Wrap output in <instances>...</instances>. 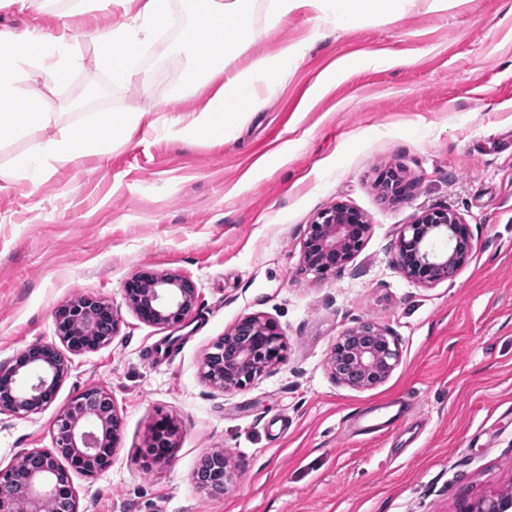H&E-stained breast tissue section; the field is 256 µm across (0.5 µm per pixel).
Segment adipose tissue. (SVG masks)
<instances>
[{"label": "adipose tissue", "mask_w": 512, "mask_h": 512, "mask_svg": "<svg viewBox=\"0 0 512 512\" xmlns=\"http://www.w3.org/2000/svg\"><path fill=\"white\" fill-rule=\"evenodd\" d=\"M258 0H193L194 21L178 43L186 57L181 82L187 91L213 82L217 88L200 108L183 112L170 126L171 135L184 141L220 139L242 119L241 110L228 102L245 97L249 106L261 102L262 89L285 77L282 59L297 55L299 46H283L278 58H260L245 68L237 58L253 34L252 16ZM369 0H268L266 26L276 28L294 11L327 8L354 19L364 14ZM171 0H71L60 15L59 25L50 31L32 30L16 35L0 30V138L25 137L26 152L16 157L7 172L10 178H24L38 184L56 167L82 168L91 156L104 155L127 142L141 126L142 112H99L86 119L55 126L51 135L43 128L52 124V113L43 109L35 87L43 82L61 86L69 82L82 64L77 48V20H90L102 12H120L123 21L92 29L97 65L113 82L140 83L137 60L142 50L155 48L166 54L158 33L170 20Z\"/></svg>", "instance_id": "1"}]
</instances>
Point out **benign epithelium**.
<instances>
[{
  "mask_svg": "<svg viewBox=\"0 0 512 512\" xmlns=\"http://www.w3.org/2000/svg\"><path fill=\"white\" fill-rule=\"evenodd\" d=\"M370 224L365 215L338 201L308 225L303 242V270L324 279L349 263L362 247ZM474 250L470 225L447 209H426L414 223L402 226L395 245L394 263L409 280L431 287L452 277L468 264ZM125 298L148 325L181 324L195 306V283L179 274L139 272L124 282ZM57 336L76 355L107 345L117 332L112 304L80 296L55 312ZM286 343L277 324L260 316H247L224 333L213 351L205 354L201 373L224 390L246 386L285 359ZM400 360L398 342L391 333L364 324L338 338L329 360L333 379L353 388L383 384ZM68 359L61 350L47 353L33 345L18 354L12 366L0 369V413L27 416L49 405L67 375ZM112 393L93 387L80 393L54 422L55 448L34 451L6 470H0V512H43L49 500H63L64 512H78L71 473L95 476L112 467L120 428ZM179 428L170 418H158L148 447L163 437L175 447ZM71 462L64 466L59 458ZM211 467L195 472L199 488L211 495L223 493L232 478L231 458L218 449L208 455ZM457 512H512V493L474 502L460 501Z\"/></svg>",
  "mask_w": 512,
  "mask_h": 512,
  "instance_id": "obj_1",
  "label": "benign epithelium"
}]
</instances>
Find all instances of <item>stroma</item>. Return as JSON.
Instances as JSON below:
<instances>
[{
	"label": "stroma",
	"instance_id": "stroma-1",
	"mask_svg": "<svg viewBox=\"0 0 512 512\" xmlns=\"http://www.w3.org/2000/svg\"><path fill=\"white\" fill-rule=\"evenodd\" d=\"M193 16L172 0L164 56L146 52V89L111 83L90 37L83 66L43 108L66 123L137 108L129 141L82 173L61 168L39 186L0 178V367L34 344L57 343L53 314L81 294L108 300L111 342L71 356L52 403L0 415V469L53 446V423L86 389L111 392L121 417L116 459L95 477L73 474L79 512H456L512 486V0H402L330 23L301 9L275 29L256 14L244 67L302 47L287 78L265 91L223 140L166 133L213 85L183 96L175 48ZM40 13L0 10V27L54 29ZM389 169L410 197L388 200ZM346 201L371 222L361 250L319 280L302 270L305 230ZM448 209L475 249L451 280L427 288L394 264L402 225ZM177 273L198 288L175 328L142 323L123 284L138 271ZM273 320L285 360L225 391L200 365L239 320ZM371 323L399 341L400 362L372 389L337 384L327 362L339 336ZM408 403L402 424L355 437L357 412ZM179 427L168 459L144 455L160 416ZM235 463L223 495L200 490L204 456Z\"/></svg>",
	"mask_w": 512,
	"mask_h": 512
}]
</instances>
